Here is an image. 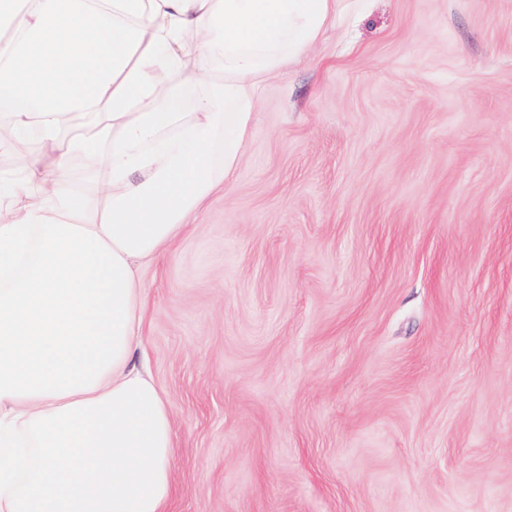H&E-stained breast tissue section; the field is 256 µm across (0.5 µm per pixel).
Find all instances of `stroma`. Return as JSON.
<instances>
[{"label":"stroma","mask_w":512,"mask_h":512,"mask_svg":"<svg viewBox=\"0 0 512 512\" xmlns=\"http://www.w3.org/2000/svg\"><path fill=\"white\" fill-rule=\"evenodd\" d=\"M141 272L170 512H512V0H337Z\"/></svg>","instance_id":"35a3bbf8"}]
</instances>
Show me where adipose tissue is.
Returning a JSON list of instances; mask_svg holds the SVG:
<instances>
[{
  "instance_id": "adipose-tissue-1",
  "label": "adipose tissue",
  "mask_w": 512,
  "mask_h": 512,
  "mask_svg": "<svg viewBox=\"0 0 512 512\" xmlns=\"http://www.w3.org/2000/svg\"><path fill=\"white\" fill-rule=\"evenodd\" d=\"M335 10L0 0V113L20 156L0 172V512H168L177 433L134 364L139 270L230 180L258 82L311 47ZM82 111L94 139L65 134ZM78 156L104 173L100 191L69 189Z\"/></svg>"
}]
</instances>
